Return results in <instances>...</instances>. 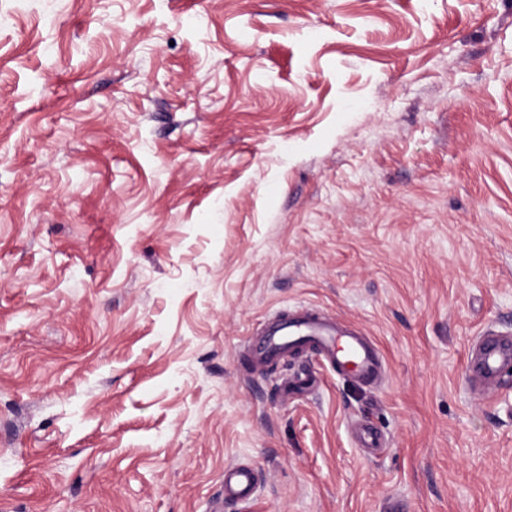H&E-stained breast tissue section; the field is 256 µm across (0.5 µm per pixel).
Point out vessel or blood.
<instances>
[{
    "label": "vessel or blood",
    "mask_w": 512,
    "mask_h": 512,
    "mask_svg": "<svg viewBox=\"0 0 512 512\" xmlns=\"http://www.w3.org/2000/svg\"><path fill=\"white\" fill-rule=\"evenodd\" d=\"M298 344L311 347L339 376L370 383L381 374L380 355L359 330L311 314L286 315L265 325L260 339L251 346L250 356L253 364L265 365L288 356ZM511 369L512 345L490 339L480 344L477 364L468 367L467 374L479 377L488 387ZM255 485V472L250 466L241 464L225 468L224 495L227 499L248 500Z\"/></svg>",
    "instance_id": "obj_1"
}]
</instances>
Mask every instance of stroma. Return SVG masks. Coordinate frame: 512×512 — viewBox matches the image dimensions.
Wrapping results in <instances>:
<instances>
[{
	"mask_svg": "<svg viewBox=\"0 0 512 512\" xmlns=\"http://www.w3.org/2000/svg\"><path fill=\"white\" fill-rule=\"evenodd\" d=\"M296 311L382 383L247 365ZM489 328L512 0H0V512H512V374L464 373ZM256 476L248 465H234L224 469V496L229 500H248L255 488Z\"/></svg>",
	"mask_w": 512,
	"mask_h": 512,
	"instance_id": "stroma-1",
	"label": "stroma"
}]
</instances>
